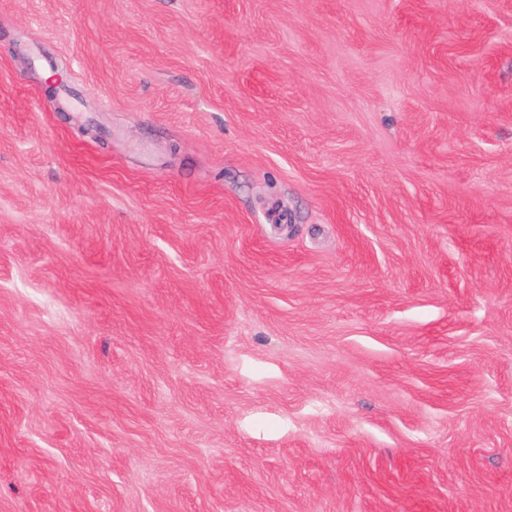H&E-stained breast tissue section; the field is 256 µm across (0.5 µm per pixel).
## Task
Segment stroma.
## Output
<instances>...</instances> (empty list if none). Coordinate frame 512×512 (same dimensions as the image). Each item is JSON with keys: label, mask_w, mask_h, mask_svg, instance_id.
<instances>
[{"label": "stroma", "mask_w": 512, "mask_h": 512, "mask_svg": "<svg viewBox=\"0 0 512 512\" xmlns=\"http://www.w3.org/2000/svg\"><path fill=\"white\" fill-rule=\"evenodd\" d=\"M0 512H512V0H0Z\"/></svg>", "instance_id": "1"}]
</instances>
